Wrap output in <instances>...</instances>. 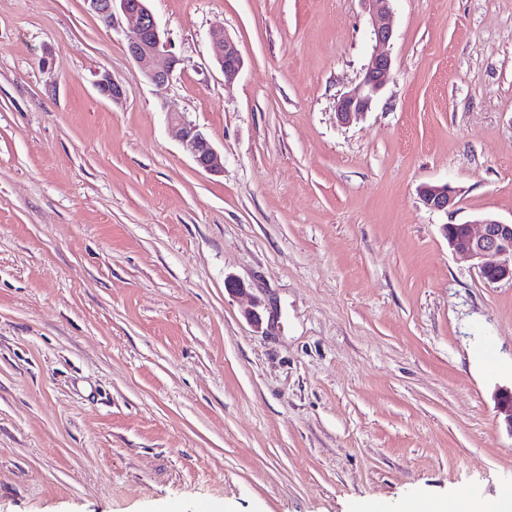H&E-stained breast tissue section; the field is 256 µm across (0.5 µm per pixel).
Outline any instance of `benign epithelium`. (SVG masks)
<instances>
[{"label":"benign epithelium","instance_id":"obj_1","mask_svg":"<svg viewBox=\"0 0 512 512\" xmlns=\"http://www.w3.org/2000/svg\"><path fill=\"white\" fill-rule=\"evenodd\" d=\"M89 9L107 26L124 16L129 22L127 53L142 68L145 76L157 85L172 77L180 59L168 55L166 65L153 66L156 56L168 47V40L160 30L148 6V0H85ZM370 16L375 41L386 45L392 38V28L386 22L392 0H362ZM212 56L224 74V81L231 82L239 75L243 58L236 43L228 37H217L212 43ZM392 59L384 52L375 53L365 67L359 84L336 101V115L348 124L370 107L373 96L385 87L391 77ZM100 94L111 100L122 96V89L104 75L97 82ZM177 136L184 151L203 171L216 174L223 168V156L196 125L181 117L172 118ZM423 203L432 210L446 211L457 205V193L448 184L425 185L420 190ZM444 236L452 254L472 262L481 278L494 284L512 283V223L494 218H484L463 224H445ZM499 414L503 415L512 431V390L500 393L497 400Z\"/></svg>","mask_w":512,"mask_h":512}]
</instances>
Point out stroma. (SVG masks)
I'll use <instances>...</instances> for the list:
<instances>
[{"mask_svg": "<svg viewBox=\"0 0 512 512\" xmlns=\"http://www.w3.org/2000/svg\"><path fill=\"white\" fill-rule=\"evenodd\" d=\"M149 6L181 60L162 86L125 19L0 0V512L512 494V283L441 233L512 222V0H392L390 80L347 125L361 0ZM445 183L456 207L428 209ZM212 56L224 74V81L231 82L239 75L243 58L236 43L228 37H216L212 43ZM184 151L203 171L216 174L223 168V156L196 125L182 117L172 118ZM423 203L432 210L448 211L457 205V193L448 184L425 185L420 190Z\"/></svg>", "mask_w": 512, "mask_h": 512, "instance_id": "obj_1", "label": "stroma"}]
</instances>
